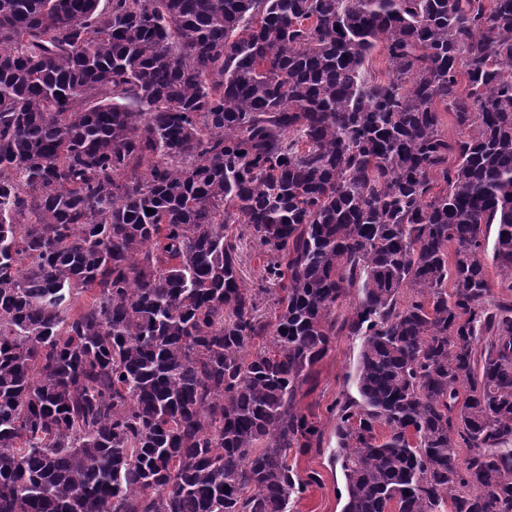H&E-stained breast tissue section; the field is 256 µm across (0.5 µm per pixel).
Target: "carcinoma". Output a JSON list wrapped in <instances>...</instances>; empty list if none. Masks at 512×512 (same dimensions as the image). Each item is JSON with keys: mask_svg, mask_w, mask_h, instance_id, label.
I'll return each mask as SVG.
<instances>
[{"mask_svg": "<svg viewBox=\"0 0 512 512\" xmlns=\"http://www.w3.org/2000/svg\"><path fill=\"white\" fill-rule=\"evenodd\" d=\"M492 225L512 0H0V512H290L340 335L344 512H512ZM229 233L235 236H242L239 243L240 271L246 286L256 282L267 257L259 245L250 239V234L245 224H229Z\"/></svg>", "mask_w": 512, "mask_h": 512, "instance_id": "carcinoma-1", "label": "carcinoma"}]
</instances>
